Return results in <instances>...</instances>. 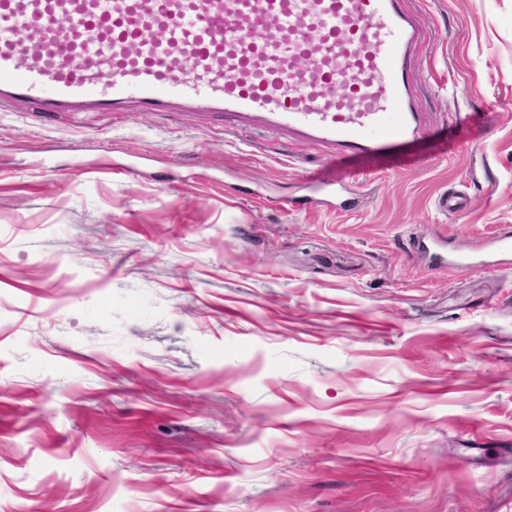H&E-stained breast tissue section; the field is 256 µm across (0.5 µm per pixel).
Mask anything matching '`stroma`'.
<instances>
[{"mask_svg": "<svg viewBox=\"0 0 512 512\" xmlns=\"http://www.w3.org/2000/svg\"><path fill=\"white\" fill-rule=\"evenodd\" d=\"M405 7L425 126L376 157L0 112V512H512V267L408 249L512 225V0ZM309 183L314 194L319 195L320 198L307 196L306 200L301 201V203H296L300 208H305L310 203L314 202H320L329 207L334 206L340 208L349 207L351 205V198H345L347 188L339 181H336V179L325 181L310 180Z\"/></svg>", "mask_w": 512, "mask_h": 512, "instance_id": "obj_1", "label": "stroma"}]
</instances>
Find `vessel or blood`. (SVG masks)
Instances as JSON below:
<instances>
[{"label":"vessel or blood","mask_w":512,"mask_h":512,"mask_svg":"<svg viewBox=\"0 0 512 512\" xmlns=\"http://www.w3.org/2000/svg\"><path fill=\"white\" fill-rule=\"evenodd\" d=\"M424 37L404 0H0V109L221 114L369 158L421 132L409 73ZM311 188L351 204L339 181ZM413 247L434 268L510 265L512 229L479 254Z\"/></svg>","instance_id":"b4317fda"}]
</instances>
